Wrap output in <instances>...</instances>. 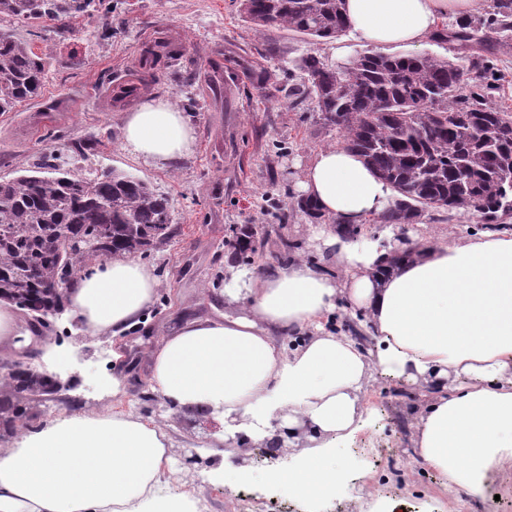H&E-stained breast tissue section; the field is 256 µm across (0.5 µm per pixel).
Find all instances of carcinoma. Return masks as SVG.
<instances>
[{
    "mask_svg": "<svg viewBox=\"0 0 512 512\" xmlns=\"http://www.w3.org/2000/svg\"><path fill=\"white\" fill-rule=\"evenodd\" d=\"M103 0H0V112L40 95L46 58L12 38L2 26L96 12ZM479 21L489 33L512 30V0H493ZM250 29L285 28L330 40L348 30L345 0H239ZM171 41L146 48L116 101L156 82L161 63L175 59ZM474 83L465 89L462 66L429 55L377 52L330 64L307 53L294 61L303 80L292 85L294 103L311 102L321 119L343 133L395 193L382 224H411L426 209L468 210L479 222L512 218V108L492 104L487 90L501 88L492 60H469ZM178 233L167 196L150 183L116 170L101 173L53 168L43 161L0 180V300L38 323L64 310V295L47 288L71 271L114 256L158 249ZM268 232L244 230L234 248L255 255ZM259 242L255 246L251 241ZM11 388L43 392L32 369L3 366ZM24 414L22 397L0 396V421L10 428Z\"/></svg>",
    "mask_w": 512,
    "mask_h": 512,
    "instance_id": "carcinoma-1",
    "label": "carcinoma"
}]
</instances>
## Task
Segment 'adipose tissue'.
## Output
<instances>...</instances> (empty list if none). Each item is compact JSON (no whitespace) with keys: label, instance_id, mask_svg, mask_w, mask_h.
<instances>
[{"label":"adipose tissue","instance_id":"ef3b65f1","mask_svg":"<svg viewBox=\"0 0 512 512\" xmlns=\"http://www.w3.org/2000/svg\"><path fill=\"white\" fill-rule=\"evenodd\" d=\"M483 5L347 0L346 16L359 41L417 46L440 20ZM194 141L189 118L165 102L124 119V145L156 167L175 164ZM300 189L332 219L314 226L312 239L339 275L302 255L270 274H235L224 294L236 312L187 322L150 351L152 391L184 411L211 410L223 425L218 443H313L314 452L274 476L308 498L335 494L336 444L360 430L359 394L382 367L432 387L415 425L416 455L445 478L449 495L485 498L493 477L512 471V231L406 243L392 226L365 244L347 239L336 225L381 214L393 191L343 147L320 150ZM156 292L149 265L116 256L79 274L66 303L86 335L117 336L139 324ZM342 300L377 336L376 358L326 330ZM291 331L302 341L289 351L277 337ZM451 374L465 385L448 387ZM167 443L158 425L106 410L50 420L0 448V512H181L178 501L153 495Z\"/></svg>","mask_w":512,"mask_h":512}]
</instances>
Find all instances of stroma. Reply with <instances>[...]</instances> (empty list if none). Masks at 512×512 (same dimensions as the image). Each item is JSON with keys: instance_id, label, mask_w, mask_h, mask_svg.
<instances>
[{"instance_id": "1", "label": "stroma", "mask_w": 512, "mask_h": 512, "mask_svg": "<svg viewBox=\"0 0 512 512\" xmlns=\"http://www.w3.org/2000/svg\"><path fill=\"white\" fill-rule=\"evenodd\" d=\"M112 5L108 19L94 12L7 25L14 39L47 54L50 64L38 98L0 112V179L33 168L63 145L94 140L99 144L94 166L134 174L165 193L180 231L141 257L153 267L159 287L139 325L116 338L88 337L67 312L51 319L27 347L5 352V359L33 370L49 368L62 386L32 402L30 423L0 435V448L12 447L23 433L51 419L106 406L167 432L173 474L155 486V495L180 498L189 490L207 502L209 512H275L281 503L294 512H512L511 479L492 483L482 500L444 492L443 477L412 448L413 423L424 405L422 387L388 370H374L371 386L361 394L365 424L339 448L345 463L342 491L312 501L269 483L271 470L291 469L307 448L282 447L272 461L242 441L211 447L212 432L196 415L170 408L152 391L147 349L186 322L237 311V304L224 299V275L240 228L281 229L297 252L310 254V219L293 209L300 197L297 182L314 155L341 144L342 137L339 129L324 125L311 103H293L288 90L299 73L292 62L313 53L333 63L337 48L351 58L368 47L347 34L323 42L285 29L255 32L241 21L234 0H112ZM164 36L182 43V59L161 70L158 85L126 108H115L112 97L125 84L142 44ZM259 58L277 73L276 81L263 87L248 72L249 62ZM186 67L199 73L192 100L175 76ZM148 100L170 102L194 128L191 152L175 165L154 167L123 145L126 112ZM284 212L289 219L283 225L278 216ZM410 229L422 237L458 238L485 227L462 210L429 209ZM49 343L56 356L47 363ZM117 348L123 360H113ZM116 374L125 378L117 396ZM226 463L240 468L246 481L230 488L214 479Z\"/></svg>"}]
</instances>
